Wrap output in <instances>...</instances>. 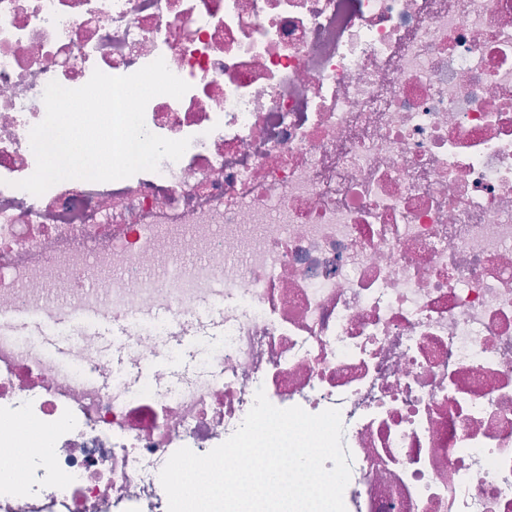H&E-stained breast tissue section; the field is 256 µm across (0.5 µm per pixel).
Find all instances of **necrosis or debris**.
<instances>
[{
    "mask_svg": "<svg viewBox=\"0 0 512 512\" xmlns=\"http://www.w3.org/2000/svg\"><path fill=\"white\" fill-rule=\"evenodd\" d=\"M189 83L158 171L17 188L50 81ZM163 308V319L141 313ZM125 323L131 385L84 321ZM224 342L172 386L160 336ZM0 512H168L264 389L339 409L346 512H512V0H0ZM16 448L27 449L13 457Z\"/></svg>",
    "mask_w": 512,
    "mask_h": 512,
    "instance_id": "obj_1",
    "label": "necrosis or debris"
}]
</instances>
